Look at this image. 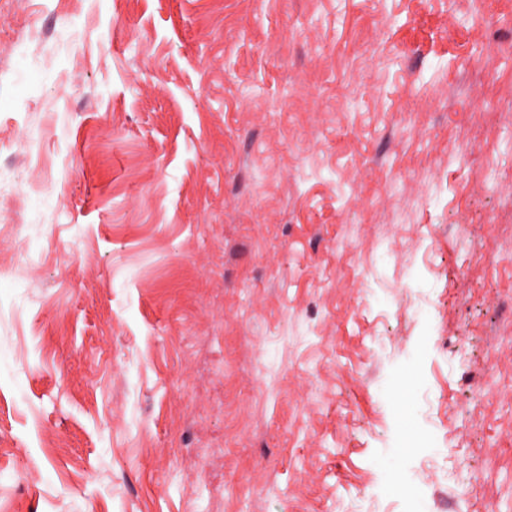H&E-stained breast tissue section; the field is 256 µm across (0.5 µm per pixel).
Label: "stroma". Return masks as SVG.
Here are the masks:
<instances>
[{
	"label": "stroma",
	"mask_w": 512,
	"mask_h": 512,
	"mask_svg": "<svg viewBox=\"0 0 512 512\" xmlns=\"http://www.w3.org/2000/svg\"><path fill=\"white\" fill-rule=\"evenodd\" d=\"M483 11L0 0V512H512Z\"/></svg>",
	"instance_id": "stroma-1"
}]
</instances>
